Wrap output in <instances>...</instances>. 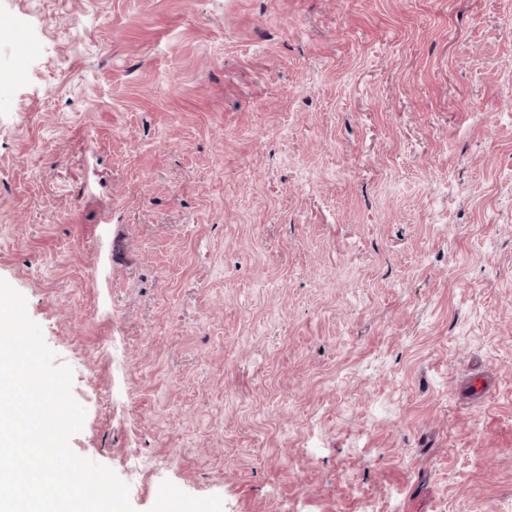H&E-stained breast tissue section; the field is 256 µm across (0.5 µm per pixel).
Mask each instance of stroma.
<instances>
[{
  "label": "stroma",
  "instance_id": "1",
  "mask_svg": "<svg viewBox=\"0 0 512 512\" xmlns=\"http://www.w3.org/2000/svg\"><path fill=\"white\" fill-rule=\"evenodd\" d=\"M0 279L136 512H512V0H0Z\"/></svg>",
  "mask_w": 512,
  "mask_h": 512
}]
</instances>
